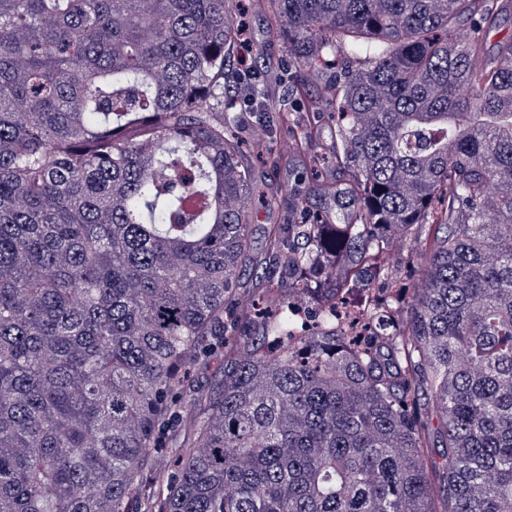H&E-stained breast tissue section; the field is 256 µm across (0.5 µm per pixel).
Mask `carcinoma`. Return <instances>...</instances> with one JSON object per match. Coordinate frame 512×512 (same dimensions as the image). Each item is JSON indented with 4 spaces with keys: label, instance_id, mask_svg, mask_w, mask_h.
<instances>
[{
    "label": "carcinoma",
    "instance_id": "1",
    "mask_svg": "<svg viewBox=\"0 0 512 512\" xmlns=\"http://www.w3.org/2000/svg\"><path fill=\"white\" fill-rule=\"evenodd\" d=\"M497 2L268 0L340 70L255 63L286 160L293 98L336 135L254 256L247 155L286 160L224 117L231 0H0V512H512V39L458 37Z\"/></svg>",
    "mask_w": 512,
    "mask_h": 512
}]
</instances>
